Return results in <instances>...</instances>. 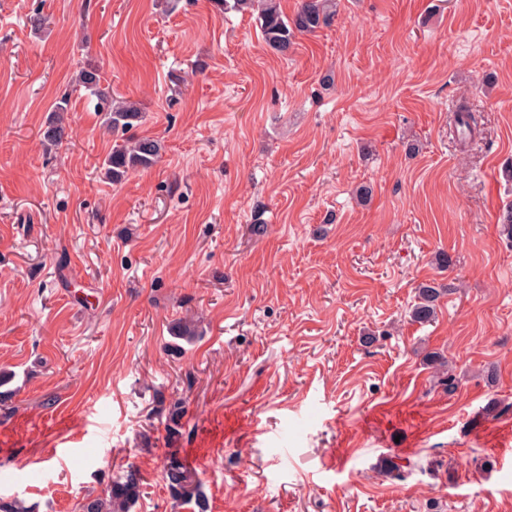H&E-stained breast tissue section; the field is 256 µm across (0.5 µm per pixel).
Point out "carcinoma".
<instances>
[{
  "instance_id": "obj_1",
  "label": "carcinoma",
  "mask_w": 512,
  "mask_h": 512,
  "mask_svg": "<svg viewBox=\"0 0 512 512\" xmlns=\"http://www.w3.org/2000/svg\"><path fill=\"white\" fill-rule=\"evenodd\" d=\"M220 11L257 12V19L264 42L271 49L286 54L294 45L298 34H312L331 24L336 17L338 0H301L300 7L288 17L280 7V0H214ZM77 85L96 98L95 108L104 114L105 124L112 134L120 135V141L114 143L112 152L104 159L105 173L114 182L121 181L131 170L152 167L160 154V144L147 137H136L130 131L143 118L138 103L112 96V90L102 86V77L97 65L86 62L80 67ZM68 111V102L59 101L53 110L45 138L58 145L70 137L69 126L65 122L64 112ZM454 126L461 140H472L477 133V121L473 112L465 105L456 110ZM442 289L429 284L418 288V302L411 310L412 320L428 323L435 320L438 300ZM172 335L188 343L199 336L196 324L191 320H178L172 327ZM428 365L436 369L437 384L453 394L457 390L455 377L450 369V361L439 352L426 355ZM163 478L173 500L181 508H191L195 512H207L208 501L203 484L198 475L189 469L174 453L166 457L163 463ZM144 497V477L134 466L115 477L107 489L100 495L87 497L79 506V512H135ZM0 512H34V508L17 496L0 495Z\"/></svg>"
}]
</instances>
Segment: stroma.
Returning a JSON list of instances; mask_svg holds the SVG:
<instances>
[{
  "instance_id": "obj_1",
  "label": "stroma",
  "mask_w": 512,
  "mask_h": 512,
  "mask_svg": "<svg viewBox=\"0 0 512 512\" xmlns=\"http://www.w3.org/2000/svg\"><path fill=\"white\" fill-rule=\"evenodd\" d=\"M87 60L162 146L118 183ZM509 207L512 0H341L285 56L213 0H0V493L78 512L132 464L175 512L174 450L208 512H512ZM46 132L45 138L53 145L62 144L63 141H67L70 137L69 126L65 122L64 112H68V102L66 99H61L56 104ZM454 126L461 141L472 140L477 133V121L473 112L465 105H461L456 110L454 116ZM442 295V288L429 284H422L418 288V302L411 310L413 321L428 323L434 321L437 315L438 300ZM425 360L427 365L436 369L437 384L447 390L448 395H452L457 390L458 385L450 369L449 359L439 352H432L426 355Z\"/></svg>"
}]
</instances>
